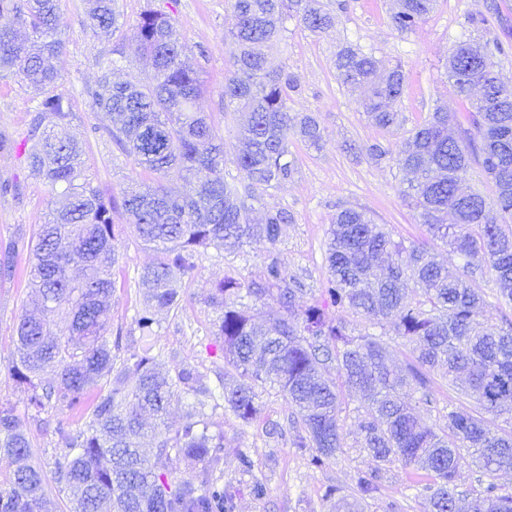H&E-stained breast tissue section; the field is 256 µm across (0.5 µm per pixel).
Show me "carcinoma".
Returning a JSON list of instances; mask_svg holds the SVG:
<instances>
[{"mask_svg":"<svg viewBox=\"0 0 512 512\" xmlns=\"http://www.w3.org/2000/svg\"><path fill=\"white\" fill-rule=\"evenodd\" d=\"M391 22L410 33L435 7L436 0H395ZM236 26L225 38L231 67L224 76L222 100L247 114L238 130L244 149L233 163L248 178L238 189L224 180V137L199 111L204 92L199 75L184 67L186 44L172 10L144 9L112 53L124 56L125 41L147 56L152 75L112 80L110 60L89 91L92 108L112 116L108 134L123 155L142 170L165 176L185 171L196 179L195 194L174 196L157 185L123 197L121 206L143 245L155 252L140 279L148 287L146 304L133 316L139 345L112 376V346L104 317L114 292L112 267L118 260L115 202L82 175V144L71 136L72 100L56 92L58 74L50 64L63 47L57 29V0H0V14L15 22L0 27V79L17 80L39 99L26 141L31 170L64 199L52 218L39 225L31 240L30 284L38 296L16 327L17 358L12 379L28 389V408L37 414L58 406L87 414L77 434L60 423L56 432L69 451L55 458L54 479L73 495L71 512H233L237 488L214 473L223 464L224 434L211 430L204 412L215 391L190 364L175 373L161 369L153 355L158 312L178 307V283L194 267L195 255L214 249L233 251L245 243L273 245L281 227L292 222L288 209L264 206L269 189H280L296 173L288 160V139L297 136L320 149L317 120L290 106L300 95L297 76L274 65L266 53L283 39L294 19L313 35L336 23L322 0H231ZM90 26L107 33L123 31L116 0H88ZM507 54L505 42L457 41L447 62L453 92L468 112V127L448 135L455 119L437 109L425 123L387 148L363 147L374 160H391L410 174L408 206L428 234L462 261L453 277L423 245L394 240L367 212L336 213L327 243L329 277L321 300L295 312L305 284L287 274L271 257L260 281L226 276L207 300L221 311L213 335L222 339L224 362L242 378L223 386L222 398L244 420L258 412L255 386L278 384L294 409V423L304 434L295 445L310 451L319 468L343 448L340 388L358 393L365 403L358 414L364 448L377 463L356 479L358 492L379 489L380 464L398 461L433 477L428 487L435 512H467L459 490L465 457L491 476L512 471V320L484 318L486 301L469 281L489 275L498 299L512 305V85L495 70L494 58ZM334 65L351 92L367 90V119L391 130L400 125L398 103L406 75L399 64L345 44ZM477 165L494 195L459 189ZM257 206L263 221L249 222ZM79 276L70 275L71 268ZM261 301L277 296L286 315L271 325L259 313L238 307L241 291ZM66 310L59 336L46 335L50 317ZM348 309L380 324L388 321L410 345L411 359L394 369L388 351L372 334L353 337L329 309ZM336 360L341 383L323 377V360ZM56 370L52 384L40 373ZM448 375L459 397L475 403L464 409L448 405L443 426L421 424L402 400L406 391L428 400L430 375ZM197 398L183 424L170 429L167 415L182 395ZM154 417V460L140 448L145 434L142 414ZM508 414L504 427L491 432L484 414ZM31 443L14 409L0 405V468L9 487H0V512H45L42 470L29 461ZM197 459L203 468L193 481H179L160 467L170 451ZM485 512H512V493L493 482L484 489Z\"/></svg>","mask_w":512,"mask_h":512,"instance_id":"obj_1","label":"carcinoma"}]
</instances>
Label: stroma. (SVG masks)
I'll return each instance as SVG.
<instances>
[{
  "label": "stroma",
  "instance_id": "35a3bbf8",
  "mask_svg": "<svg viewBox=\"0 0 512 512\" xmlns=\"http://www.w3.org/2000/svg\"><path fill=\"white\" fill-rule=\"evenodd\" d=\"M336 5V24L314 36L296 21H288L281 43L274 47L275 63L293 71L302 84L295 109L315 116L322 133V147L314 150L297 138L288 149L297 174L283 189L273 191L266 202L288 209L293 223L283 225L275 245H251L240 252L217 255L209 250L198 255L195 266L181 279L178 308L159 314L154 352L168 370L193 365L213 389L237 380L236 371L224 361L220 341L212 334L218 313L206 300L224 276L245 281L259 278L264 259L278 258L288 274L301 279L307 293L303 304L319 300L328 277L325 261L328 230L336 213L344 208L371 212L376 223L386 225L394 239L423 243L448 268L460 273L462 262L440 241L431 239L402 194L407 187L391 161L379 163L361 153V146L395 142V134L369 124L357 95L340 82L333 59L336 46L349 42L374 52L391 62L401 63L407 76L399 109L405 129H412L431 116L436 107L457 111L459 104L447 82L445 62L449 49L459 39L485 41L494 34L512 42V0H437V6L410 34H398L390 15L392 0H329ZM87 0H58V22L63 48L54 59L58 72L57 89L72 98V132L84 143L83 175L95 187L114 199L144 185L163 183L181 194L191 193L190 178L171 172L160 178L137 167L133 160L113 151L106 128V113L93 111L86 87L95 85L101 68L112 58L114 40L96 33L87 23ZM174 18L188 45V63L196 68L207 87L199 108L223 136L227 152L237 146L239 114L224 109L221 93L230 62L224 35L236 19L228 0H177ZM488 16L489 30L468 26L471 15ZM113 59V58H112ZM35 94L25 84L0 81V134L16 141V148L0 151V184L9 190L0 193V245L7 244L17 229L34 233L55 206V198L45 182L35 175L19 143L25 136ZM119 233V260L112 270L115 291L109 312L113 329L121 330L117 358H126L132 344V318L144 302L140 284L143 268L154 260L153 252L136 239L123 211L112 214ZM29 247L20 242L15 250L14 271L0 279V405L12 406L23 421L31 440L30 460L48 479L45 494L51 512H69L70 494L61 491L52 479L53 461L65 450L54 432L58 422L72 430L85 420L67 409L57 408L40 416L27 409V392L8 376L15 356L14 336L19 316L31 300L28 285ZM336 318L353 336L372 334L385 342L391 365H403L410 358L405 340L395 336L390 326L375 325L348 310ZM432 405H424L418 394L407 397L419 421L429 427L443 424L450 403L457 394L442 373L432 375ZM258 416L249 422L239 419L229 408H217L211 417L215 428L224 432V465L220 477L239 490L235 512H336V501L325 498L327 487L335 486L346 500L357 496L355 479L369 470L370 459L356 430L358 403L353 393L342 391L344 448L323 467L309 463V451L294 445L296 428L292 409L278 387L256 386ZM253 461L251 472L240 468V455ZM266 486L263 497L250 492L253 481ZM425 472L411 471L400 463L385 464L380 489L366 498L362 512H433Z\"/></svg>",
  "mask_w": 512,
  "mask_h": 512
}]
</instances>
